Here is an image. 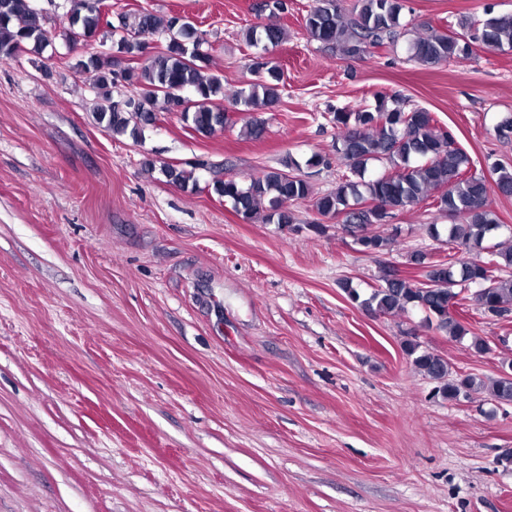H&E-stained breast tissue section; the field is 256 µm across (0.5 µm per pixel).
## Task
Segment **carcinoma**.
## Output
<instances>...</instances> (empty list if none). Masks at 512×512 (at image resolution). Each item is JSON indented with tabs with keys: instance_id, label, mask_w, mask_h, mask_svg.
<instances>
[{
	"instance_id": "carcinoma-1",
	"label": "carcinoma",
	"mask_w": 512,
	"mask_h": 512,
	"mask_svg": "<svg viewBox=\"0 0 512 512\" xmlns=\"http://www.w3.org/2000/svg\"><path fill=\"white\" fill-rule=\"evenodd\" d=\"M31 2L0 0L1 58L26 46L39 51L49 42L42 15ZM67 2L70 37H81L87 43L99 35L112 40V52L92 53L79 63L95 72L96 88L106 96L122 81L136 89L135 94L97 112L96 120L105 132L134 140L142 137L145 128L155 124L154 106L160 102L163 110L180 113L182 121L203 136L224 129L229 109L249 112L243 134L251 140L263 138L265 120L256 114L272 111L282 95L281 72L271 61L256 57L252 63V70L259 74L256 82L247 90L227 94L222 78L209 72L208 55L201 50L202 33L190 20L143 9L120 15L115 26L101 11L103 0ZM403 2L356 0L348 12L341 0H314L304 27L310 39L359 58L369 48L395 39ZM475 25L476 21L463 18L458 29L449 33L430 28L418 32L409 42L411 59L425 67L460 64L472 55L475 42L488 50H512V12L487 18L474 34ZM152 37L163 39L162 47L147 64L132 65L131 61L146 53ZM243 37L246 43L268 51L285 42L288 32L277 24L257 25L247 28ZM331 122L337 130L333 154L349 170L333 190L313 198L310 183L300 174L276 169L247 182L216 178L211 192L230 201L246 221L256 218L265 202L262 221L282 226L295 223L290 206L311 197L316 213L341 220L355 244L370 256L385 254L394 244V238L378 228L409 207H436L448 215V242L457 253L428 264L426 254L414 251L408 262L426 266L423 279L390 269L368 298L360 299L350 288L348 295L379 315L419 311L424 323L449 338L457 341L468 336L475 352L488 351L483 338L469 336L464 314L470 302L487 317L512 315V245H494L483 261L468 260L465 254L483 248L501 228L495 197H512V169L494 166L492 183L472 172L470 156L434 113L420 107L408 109L396 97L379 94L375 108L336 111ZM374 160L386 161L390 170L368 173ZM162 173L173 184L196 189L192 173L182 168L167 165ZM404 351L419 372L438 383L437 393L448 401L485 392L498 404L512 403V363L497 377L484 379L471 373L452 374L447 359L414 340L405 344Z\"/></svg>"
}]
</instances>
